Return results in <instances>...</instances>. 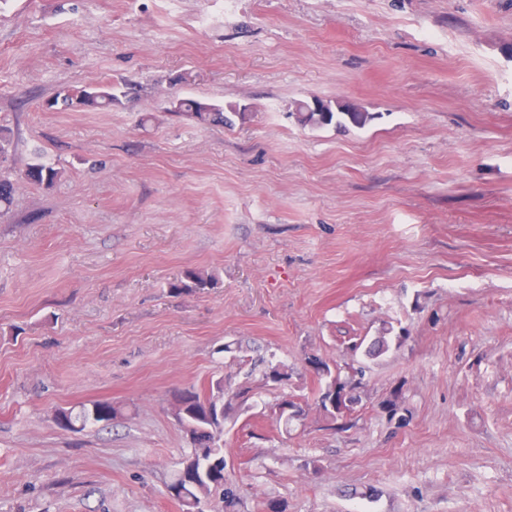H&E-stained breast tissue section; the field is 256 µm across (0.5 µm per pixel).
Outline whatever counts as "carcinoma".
<instances>
[{
  "mask_svg": "<svg viewBox=\"0 0 512 512\" xmlns=\"http://www.w3.org/2000/svg\"><path fill=\"white\" fill-rule=\"evenodd\" d=\"M125 92L112 83H104L80 90H62L53 99V108L67 111L107 110L119 103ZM171 112L198 125L231 126L234 118H245V112L235 105L205 103L192 98L171 100ZM299 121L305 125L323 127L350 123L363 127L369 120V113L360 106L348 102L315 100V103H295ZM62 176V171L43 161L36 160L27 165L25 177L35 185L49 188ZM214 284L211 276L200 271L188 270L183 278L172 284L177 292L201 290ZM357 385L331 380L321 389L318 406L331 420L343 415L336 404V392L347 390L353 393ZM247 396L239 390L231 395L224 393V381H210L204 391L196 387L179 389L172 394V409L178 423L189 436L192 448L189 458L195 460L192 468H179L168 485V491L175 492L174 498L186 507V512H202L205 499L214 492H220L224 512H234L237 504L236 490L224 482V421L233 414ZM124 416L121 408L107 401H93L82 406L78 413L68 408L57 410V422L65 430L85 428L99 423H111Z\"/></svg>",
  "mask_w": 512,
  "mask_h": 512,
  "instance_id": "cac0c4a2",
  "label": "carcinoma"
}]
</instances>
